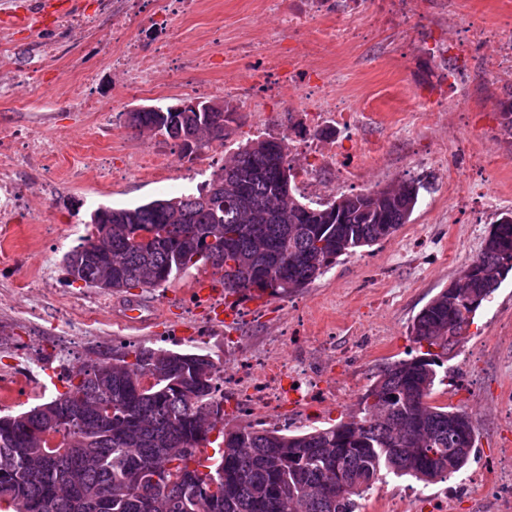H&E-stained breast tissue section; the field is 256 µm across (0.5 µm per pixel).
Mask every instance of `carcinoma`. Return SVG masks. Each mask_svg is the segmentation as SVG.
I'll use <instances>...</instances> for the list:
<instances>
[{"instance_id":"obj_1","label":"carcinoma","mask_w":512,"mask_h":512,"mask_svg":"<svg viewBox=\"0 0 512 512\" xmlns=\"http://www.w3.org/2000/svg\"><path fill=\"white\" fill-rule=\"evenodd\" d=\"M210 112L142 109L128 127L171 139L176 117L196 134L191 159L224 144L236 113L224 101ZM512 139V91L500 102ZM297 169L286 138H250L224 158L195 193L135 207L99 206L90 233L62 263L119 288H163L194 269L219 277L227 295L286 298L342 256L392 237L410 222L420 183L313 203L297 197ZM464 270L469 283L448 316L438 292L410 327L418 355L383 364L348 419L288 433L263 424L217 427L219 367L209 354L141 346L117 373L112 356L83 363L68 391L28 410L0 416V507L7 512H290V486L322 496L307 512H360V500L385 474L425 485L460 472L477 433L465 443L448 427V405L425 406L448 378V340L440 324L467 331L476 312L512 272V212L492 225ZM219 440L218 456L204 453ZM224 481L212 498L202 475ZM158 477L150 483L149 478ZM348 483L336 497V482Z\"/></svg>"}]
</instances>
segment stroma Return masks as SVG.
Returning <instances> with one entry per match:
<instances>
[{
  "label": "stroma",
  "mask_w": 512,
  "mask_h": 512,
  "mask_svg": "<svg viewBox=\"0 0 512 512\" xmlns=\"http://www.w3.org/2000/svg\"><path fill=\"white\" fill-rule=\"evenodd\" d=\"M450 9L456 25L443 26L434 7L408 19V37L370 0L355 19L305 22L308 39L345 25L357 31L354 39L323 44L320 60L307 63L312 70L335 68L337 95L358 111L351 128L332 127L329 138L305 149L311 159L332 141L358 162V176L349 184L339 183L332 168L319 170L322 199L413 179L422 185L419 202L393 237L341 257L301 292L284 299L229 296L218 303L200 293L207 279L201 272L129 296L71 281L62 257L82 243L85 223L98 206H130L191 192L218 168L213 150L188 160L173 143L135 134L124 122L125 112L197 98L198 88L234 79L243 66L227 65L223 51L216 50L205 69L185 64L181 87L159 95L119 96L111 112H77L60 101L59 86L78 71H90L97 92L111 96L112 66L93 32L74 34L57 21L72 11L98 15L97 0H0V21L13 25L11 51L0 64L11 74L0 90V130L15 147L35 128L52 143L44 169L13 172L17 190L47 182L49 192L30 198L0 238L6 249L0 259V371L18 365L33 369L16 375L15 397L1 403L0 412L35 406L33 387L45 388L50 399L66 392L68 372L100 353L163 346L208 353L223 365L231 359L226 345L234 339L248 354L287 359L316 384L321 401H284L261 412L238 410L228 401L225 427L264 422L292 432L326 428L355 409L380 365L416 355L410 335L414 317L480 253L493 221L512 211V145L498 112L499 95L512 85V75L488 74L480 62L512 35V0H452ZM473 20L492 29L493 36L468 72L456 74L455 58L424 56L436 29L452 41L458 27ZM172 23L194 52L216 27L231 37L258 34L295 44L264 0H205L200 13L174 16ZM47 40L55 45L51 58L41 52ZM450 73L457 76L455 84H444ZM303 95V88H289L287 100L268 97L260 112L240 105L224 151L260 133L283 136L308 127ZM160 148L169 153L167 179L161 183L143 171L113 175L105 164L112 153L146 157ZM84 164L96 167V175L71 180V169ZM38 279L44 287L31 289ZM70 301L86 302L93 312L83 335L65 334ZM433 399L471 416L478 439L469 465L435 485L386 477L364 496L361 512H387L395 499L405 501L410 512H434L447 497L454 500V512H512V485L487 493L492 479L484 474L512 464V274L476 313Z\"/></svg>",
  "instance_id": "1"
}]
</instances>
